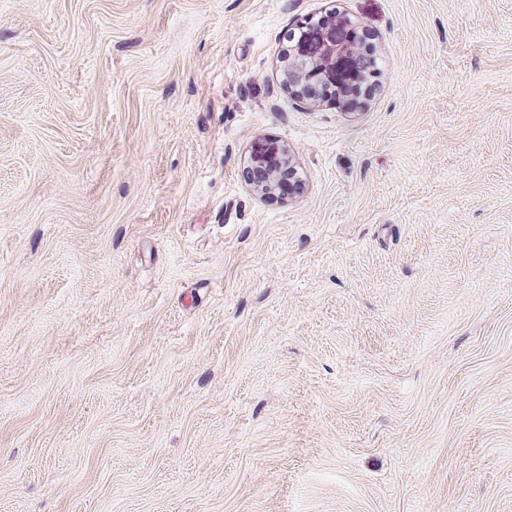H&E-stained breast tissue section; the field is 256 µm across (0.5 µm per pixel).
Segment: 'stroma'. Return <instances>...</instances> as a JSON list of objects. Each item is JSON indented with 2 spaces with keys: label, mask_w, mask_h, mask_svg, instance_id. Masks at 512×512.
I'll use <instances>...</instances> for the list:
<instances>
[{
  "label": "stroma",
  "mask_w": 512,
  "mask_h": 512,
  "mask_svg": "<svg viewBox=\"0 0 512 512\" xmlns=\"http://www.w3.org/2000/svg\"><path fill=\"white\" fill-rule=\"evenodd\" d=\"M0 512H512V0H0ZM371 60L361 52L353 24L325 23L321 28H308L301 42L284 61L288 85L311 104L303 89L312 84L331 81L338 85L355 82L367 71ZM286 155L278 153L275 159V151L270 153H256L252 158V165L255 170L258 189L264 194H275L277 191L283 189L280 181V176L275 173L280 164L289 163L292 166V161L288 152L285 150ZM291 163V164H290Z\"/></svg>",
  "instance_id": "obj_1"
}]
</instances>
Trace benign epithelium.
I'll return each mask as SVG.
<instances>
[{"mask_svg": "<svg viewBox=\"0 0 512 512\" xmlns=\"http://www.w3.org/2000/svg\"><path fill=\"white\" fill-rule=\"evenodd\" d=\"M371 60L361 52L353 26L326 23L320 28H308L301 42L284 61V75L295 92L314 103L304 92L308 85L331 81L338 85L355 82L367 71ZM291 162L284 154L257 153L252 158L258 189L274 194L283 189L279 165Z\"/></svg>", "mask_w": 512, "mask_h": 512, "instance_id": "benign-epithelium-1", "label": "benign epithelium"}]
</instances>
